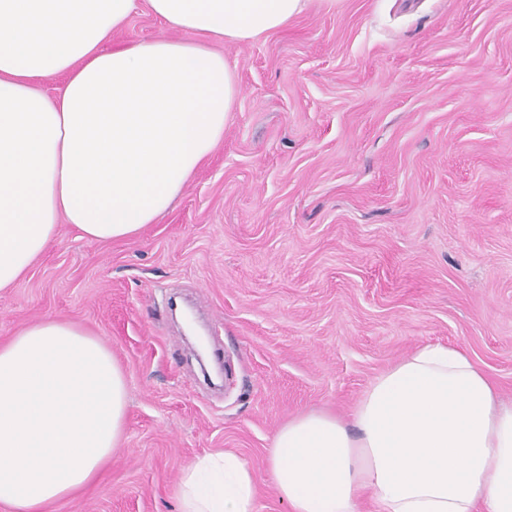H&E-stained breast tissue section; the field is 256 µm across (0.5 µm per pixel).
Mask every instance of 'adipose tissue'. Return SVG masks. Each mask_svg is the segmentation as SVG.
<instances>
[{
    "instance_id": "obj_1",
    "label": "adipose tissue",
    "mask_w": 512,
    "mask_h": 512,
    "mask_svg": "<svg viewBox=\"0 0 512 512\" xmlns=\"http://www.w3.org/2000/svg\"><path fill=\"white\" fill-rule=\"evenodd\" d=\"M306 0H0V289L60 223L129 240L165 213L224 138L239 93L216 43L284 28ZM178 39L116 42L140 9ZM64 76L56 98L43 80ZM129 389L111 350L44 319L0 342V505L44 512L91 484L117 449ZM273 481L291 512H512V405L461 349L416 347L349 419L310 411L276 433ZM180 512H257L227 451L189 464Z\"/></svg>"
}]
</instances>
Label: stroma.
<instances>
[{
	"label": "stroma",
	"instance_id": "obj_1",
	"mask_svg": "<svg viewBox=\"0 0 512 512\" xmlns=\"http://www.w3.org/2000/svg\"><path fill=\"white\" fill-rule=\"evenodd\" d=\"M224 55V138L135 239L56 240L0 291V341L46 318L100 336L130 390L99 479L46 512H179L196 457L250 467L290 512L268 450L308 410L349 419L430 342L466 351L512 403V0H310ZM227 365L203 382L170 298Z\"/></svg>",
	"mask_w": 512,
	"mask_h": 512
}]
</instances>
